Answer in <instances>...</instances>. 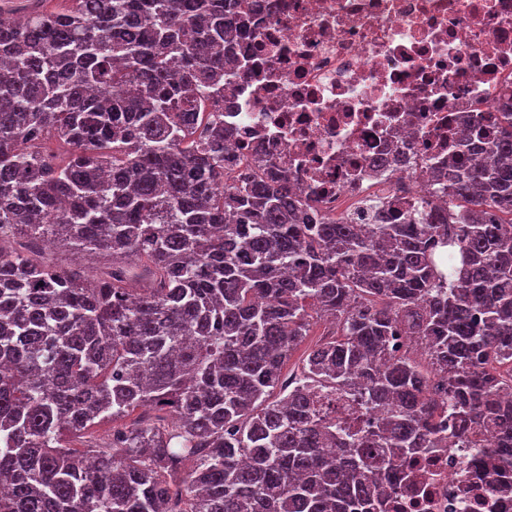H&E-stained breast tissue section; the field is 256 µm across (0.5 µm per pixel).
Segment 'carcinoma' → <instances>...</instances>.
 <instances>
[{"instance_id":"obj_1","label":"carcinoma","mask_w":512,"mask_h":512,"mask_svg":"<svg viewBox=\"0 0 512 512\" xmlns=\"http://www.w3.org/2000/svg\"><path fill=\"white\" fill-rule=\"evenodd\" d=\"M242 7L0 11V242L112 254L86 275L0 246V512H388L446 427L512 467V111L448 166L441 223L314 220L224 154ZM316 323L312 326L310 331V336H306L304 341L297 347V349L293 352L289 362L286 364L284 369V376L287 377L288 374L296 373L298 366L301 365L302 359L307 353V351L318 341L324 339L326 336H322L326 334L327 324L323 321H315Z\"/></svg>"}]
</instances>
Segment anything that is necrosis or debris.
Wrapping results in <instances>:
<instances>
[{
    "instance_id": "4bbe7bcc",
    "label": "necrosis or debris",
    "mask_w": 512,
    "mask_h": 512,
    "mask_svg": "<svg viewBox=\"0 0 512 512\" xmlns=\"http://www.w3.org/2000/svg\"><path fill=\"white\" fill-rule=\"evenodd\" d=\"M247 34L225 80L226 147L269 168L319 215L381 200L406 215L417 201L447 211L448 157L477 150L512 110V0H246ZM418 493L391 512H512L490 493L499 473L447 439L414 466Z\"/></svg>"
}]
</instances>
